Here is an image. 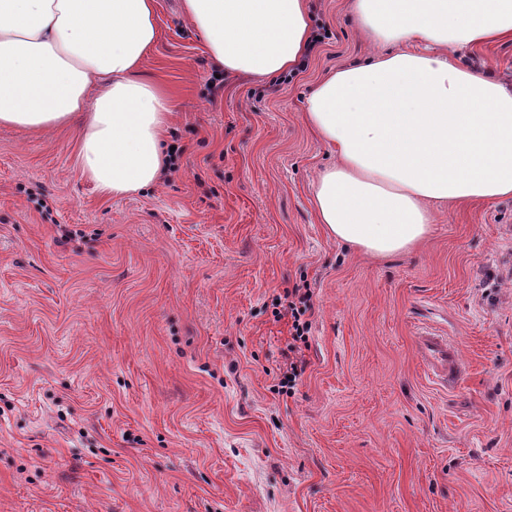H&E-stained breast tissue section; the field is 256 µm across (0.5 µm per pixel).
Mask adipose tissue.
Listing matches in <instances>:
<instances>
[{"label":"adipose tissue","instance_id":"adipose-tissue-1","mask_svg":"<svg viewBox=\"0 0 512 512\" xmlns=\"http://www.w3.org/2000/svg\"><path fill=\"white\" fill-rule=\"evenodd\" d=\"M225 72L272 77L308 51L306 0H181ZM378 51L308 96L309 126L336 153L313 184L321 224L381 257L432 230L431 205L512 196V89L453 52L512 38V0H348ZM157 0H0V125H79L76 164L101 194L153 185L173 107L140 75Z\"/></svg>","mask_w":512,"mask_h":512}]
</instances>
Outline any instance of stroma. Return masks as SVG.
<instances>
[{
  "label": "stroma",
  "mask_w": 512,
  "mask_h": 512,
  "mask_svg": "<svg viewBox=\"0 0 512 512\" xmlns=\"http://www.w3.org/2000/svg\"><path fill=\"white\" fill-rule=\"evenodd\" d=\"M157 4L140 73L181 153L154 186L103 196L76 127H0V512H512V198L435 207L407 253L337 242L312 203L335 156L303 112L374 50L347 0H308L329 37L294 71L217 90ZM458 57L512 82V39ZM303 284L304 344L277 315ZM417 342L427 370L443 384H456L460 377V358L447 336L425 330L419 332Z\"/></svg>",
  "instance_id": "1"
}]
</instances>
